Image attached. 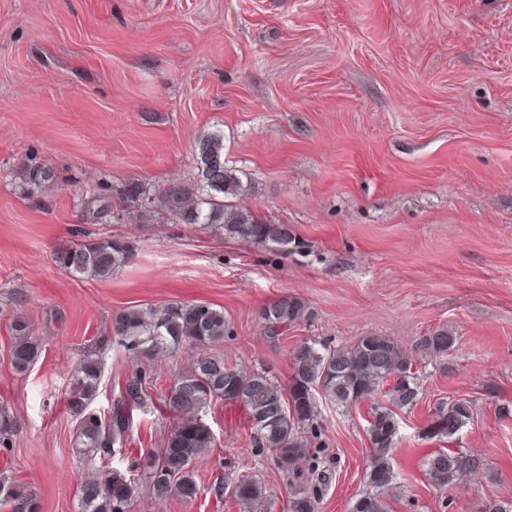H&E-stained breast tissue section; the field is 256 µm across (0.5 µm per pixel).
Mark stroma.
Returning <instances> with one entry per match:
<instances>
[{"mask_svg": "<svg viewBox=\"0 0 512 512\" xmlns=\"http://www.w3.org/2000/svg\"><path fill=\"white\" fill-rule=\"evenodd\" d=\"M207 131L224 134L242 205L302 248L279 255L167 217L160 193L194 181ZM34 165L56 186L28 189ZM98 182L145 193L92 220ZM88 234L126 237L132 260L104 281L70 277L54 254ZM288 296L310 315L268 338L258 311ZM175 302L223 310L228 334L210 353L282 384L301 340L377 334L409 351L448 328L456 351L427 364L421 399L398 412L391 512L512 502V415L496 411L512 400V0H0V404L18 421L0 474L39 512H77L94 467L73 450L66 407L86 355L104 353L98 412L128 375L150 376L127 446L136 458L162 445L165 393L191 356L136 357L110 333L123 311ZM16 315L42 347L25 374L9 361ZM449 399L473 410L455 447L487 469L443 496L425 477L440 443L422 432ZM319 410L334 475L318 510L349 512L366 488L367 410ZM201 419L215 439L194 463L201 495L142 486L128 512H243L215 489L243 474L288 512L291 479L250 447L244 410L218 400Z\"/></svg>", "mask_w": 512, "mask_h": 512, "instance_id": "stroma-1", "label": "stroma"}]
</instances>
